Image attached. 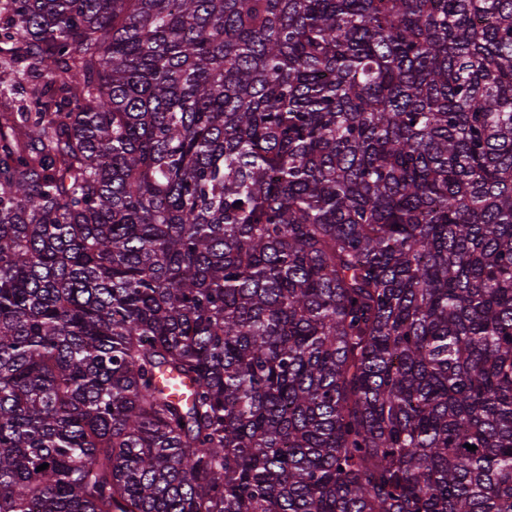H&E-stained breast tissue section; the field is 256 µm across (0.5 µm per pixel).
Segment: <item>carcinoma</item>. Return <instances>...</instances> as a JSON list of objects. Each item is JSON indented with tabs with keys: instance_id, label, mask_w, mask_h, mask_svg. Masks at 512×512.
I'll list each match as a JSON object with an SVG mask.
<instances>
[{
	"instance_id": "cac0c4a2",
	"label": "carcinoma",
	"mask_w": 512,
	"mask_h": 512,
	"mask_svg": "<svg viewBox=\"0 0 512 512\" xmlns=\"http://www.w3.org/2000/svg\"><path fill=\"white\" fill-rule=\"evenodd\" d=\"M2 96L0 512H512V0H0Z\"/></svg>"
}]
</instances>
